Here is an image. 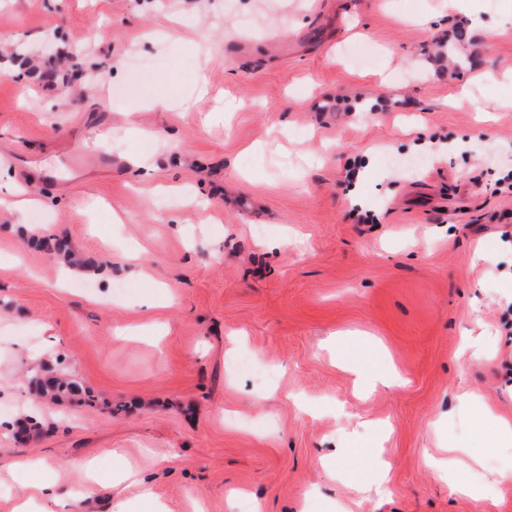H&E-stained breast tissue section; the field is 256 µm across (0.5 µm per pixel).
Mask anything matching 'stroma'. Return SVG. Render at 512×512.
Returning <instances> with one entry per match:
<instances>
[{"instance_id": "1", "label": "stroma", "mask_w": 512, "mask_h": 512, "mask_svg": "<svg viewBox=\"0 0 512 512\" xmlns=\"http://www.w3.org/2000/svg\"><path fill=\"white\" fill-rule=\"evenodd\" d=\"M478 5L0 0V201L36 200L0 208V512L28 461L105 500L73 456L163 512H512L465 399L512 421V0ZM42 365L95 400L18 443ZM32 239L45 252L60 256L73 265H81V262L74 256L65 239L57 237H32Z\"/></svg>"}]
</instances>
